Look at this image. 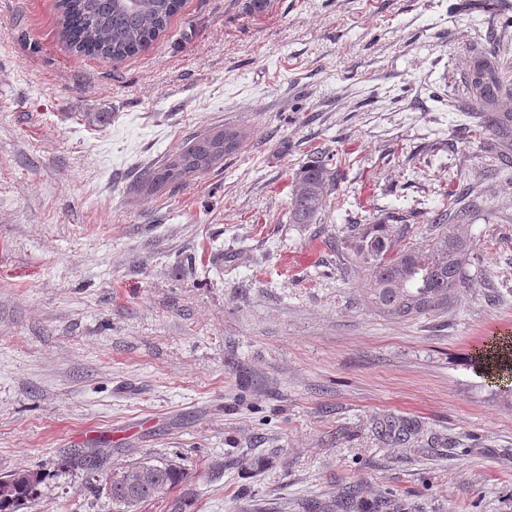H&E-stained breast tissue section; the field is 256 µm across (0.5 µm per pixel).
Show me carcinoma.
Masks as SVG:
<instances>
[{
	"label": "carcinoma",
	"instance_id": "obj_1",
	"mask_svg": "<svg viewBox=\"0 0 512 512\" xmlns=\"http://www.w3.org/2000/svg\"><path fill=\"white\" fill-rule=\"evenodd\" d=\"M184 0H58L59 37L73 53L105 62L119 63L144 51L162 35L171 19L181 11ZM473 68H482L484 81H466L480 105V125L490 128L498 142L501 167H512V113H498L500 97L509 90L506 63L497 56L472 58ZM239 131L225 128L195 135L188 146L162 164L141 174V187L155 193L203 174L224 161L240 146ZM336 189L333 158L322 153L301 168L290 201L294 224L317 221L326 198ZM469 208L448 199V206L430 218V236L423 246L405 243L409 218L392 217V223L354 224L345 244L367 271L366 298L373 308L389 319L414 320L448 307L458 289L464 287L471 241L459 231ZM504 352L482 350L476 357L482 373L512 371ZM419 433L417 422L393 417L384 423L380 437L406 444ZM179 468L162 459H145L115 473L109 495L117 512H131L136 505L169 491L181 481ZM41 474L20 469L0 482V512H20L38 495ZM343 512H365L357 500V488L346 487L336 500Z\"/></svg>",
	"mask_w": 512,
	"mask_h": 512
}]
</instances>
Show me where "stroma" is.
Returning a JSON list of instances; mask_svg holds the SVG:
<instances>
[{"label":"stroma","instance_id":"35a3bbf8","mask_svg":"<svg viewBox=\"0 0 512 512\" xmlns=\"http://www.w3.org/2000/svg\"><path fill=\"white\" fill-rule=\"evenodd\" d=\"M248 2L185 0L113 64L64 47L57 0H0V478L44 474L23 512H115L110 475L146 457L183 480L133 512H339L351 484L401 512H512V396L473 367L512 337V177L463 79L475 53L512 65V0ZM228 126L222 165L139 188ZM318 151L337 187L291 223ZM471 182L465 288L377 315L337 241L409 212L423 245ZM389 416L419 435L384 442Z\"/></svg>","mask_w":512,"mask_h":512}]
</instances>
